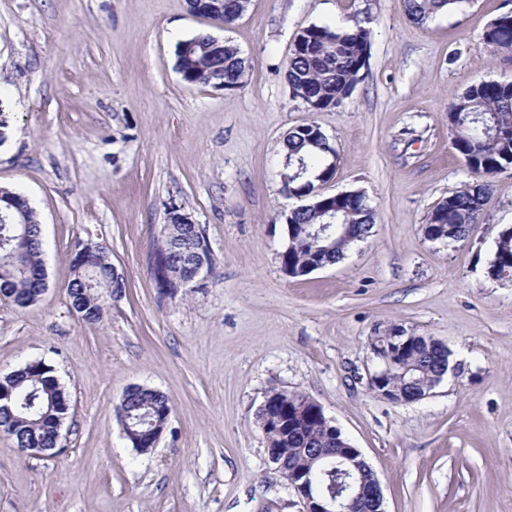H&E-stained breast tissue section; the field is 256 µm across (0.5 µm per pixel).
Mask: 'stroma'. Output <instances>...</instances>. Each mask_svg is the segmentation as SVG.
<instances>
[{
	"mask_svg": "<svg viewBox=\"0 0 512 512\" xmlns=\"http://www.w3.org/2000/svg\"><path fill=\"white\" fill-rule=\"evenodd\" d=\"M511 7L471 0L418 25L402 0H250L227 27L188 0H0V186L38 214L48 284L25 308L0 296V374L45 359L70 406L61 455L25 454L0 431V512H302L256 421L273 388L323 407L387 512H512V280L487 275L512 226V166L488 176L468 239L423 233L475 180L448 113L471 80L512 82V52L482 42ZM355 15L372 31L360 81L339 108L309 111L285 77L295 36ZM199 33L240 49L243 85L182 80L175 47ZM307 123L338 155L323 194L364 192L378 221L340 263L292 278L282 148ZM173 206L200 225L215 268L170 297L152 263ZM79 240L106 245L129 284L96 326L66 292ZM392 325L452 352L423 400L368 388V340ZM133 385L173 408L144 455L115 413Z\"/></svg>",
	"mask_w": 512,
	"mask_h": 512,
	"instance_id": "stroma-1",
	"label": "stroma"
}]
</instances>
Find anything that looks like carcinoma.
Segmentation results:
<instances>
[{
    "label": "carcinoma",
    "instance_id": "cac0c4a2",
    "mask_svg": "<svg viewBox=\"0 0 512 512\" xmlns=\"http://www.w3.org/2000/svg\"><path fill=\"white\" fill-rule=\"evenodd\" d=\"M469 2L403 0L408 17L421 25L440 13L461 9ZM242 15L240 0H222V12L209 13V17L228 25ZM482 40L491 48L512 50V11L506 10L491 20ZM194 41L192 37L176 47V69L184 82L211 86L222 81L226 88L242 83L247 71L246 60L235 45L224 41L222 49L204 53L192 49ZM370 50L371 30L358 18L351 24H313L303 28L291 47L287 71L291 98L302 102L312 112L339 107L354 92ZM448 121L452 144L472 173L487 175L512 165V82H472L457 96ZM284 152L282 180L290 198L310 194L316 185L335 175L336 150L314 124L291 129L284 140ZM487 192L484 183L466 185L441 199L429 212L426 224L443 225L442 239L450 243L465 240L478 222ZM331 209L342 214L343 223L356 225L362 237L371 233L376 214L360 191L341 199L323 196L314 207L288 210L291 227L288 248L281 253V264L292 277L305 276L317 265L338 263L352 244L339 234L322 243L308 234L309 226L327 221ZM14 219L15 215L10 212L0 214V292L12 297L16 305L27 307L37 302L47 287L41 227L34 209L28 204L23 206L25 238L17 253L10 245L17 228ZM157 251L170 254V272L177 282L191 271L196 243L193 238L183 236L181 228L175 225L160 232ZM86 264L93 268V274L104 284L105 291L85 286ZM86 264L80 262L77 253H72V278L66 291L68 296L81 302L80 320L96 325L106 317L112 292L123 295L129 284L124 278L112 280L109 251L101 244L95 246L93 259ZM508 273L512 275V234L501 230L495 239L487 275L501 281ZM446 360L448 355L438 350L430 352L420 345L412 346L402 357L406 372H395L392 385L410 396L430 388L436 380L439 364ZM0 392L10 397L9 408L0 409V427L14 436L17 447L53 448L57 445V425L67 417L69 406L65 387L56 378L51 365L42 359L25 362L0 378ZM302 397V393L278 389L267 395L268 401L289 414V424L301 438H295L284 428L274 427L265 435L268 445L283 449L299 467L308 465L307 457L297 452L304 443L312 448H326L330 441L319 415L307 411L297 414V402ZM169 407V398L158 390L140 387L130 393L125 411L136 434L130 440L132 448L149 447L147 436L160 428Z\"/></svg>",
    "mask_w": 512,
    "mask_h": 512
}]
</instances>
